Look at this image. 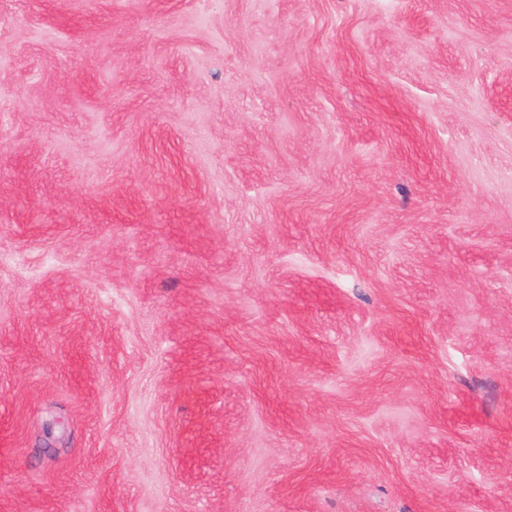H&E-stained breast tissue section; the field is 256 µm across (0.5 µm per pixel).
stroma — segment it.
<instances>
[{"label":"stroma","instance_id":"1","mask_svg":"<svg viewBox=\"0 0 512 512\" xmlns=\"http://www.w3.org/2000/svg\"><path fill=\"white\" fill-rule=\"evenodd\" d=\"M0 512H512V0H0Z\"/></svg>","mask_w":512,"mask_h":512}]
</instances>
